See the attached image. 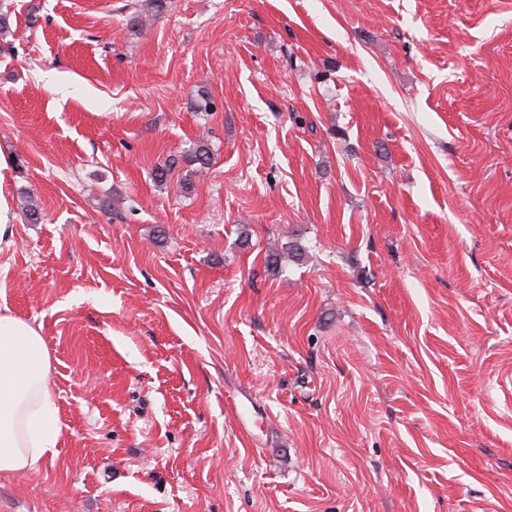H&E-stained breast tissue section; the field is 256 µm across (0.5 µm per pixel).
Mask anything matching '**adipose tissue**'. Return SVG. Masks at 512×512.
<instances>
[{"instance_id": "obj_1", "label": "adipose tissue", "mask_w": 512, "mask_h": 512, "mask_svg": "<svg viewBox=\"0 0 512 512\" xmlns=\"http://www.w3.org/2000/svg\"><path fill=\"white\" fill-rule=\"evenodd\" d=\"M50 361L40 332L0 314V474L36 466L56 448L60 428L47 382Z\"/></svg>"}]
</instances>
